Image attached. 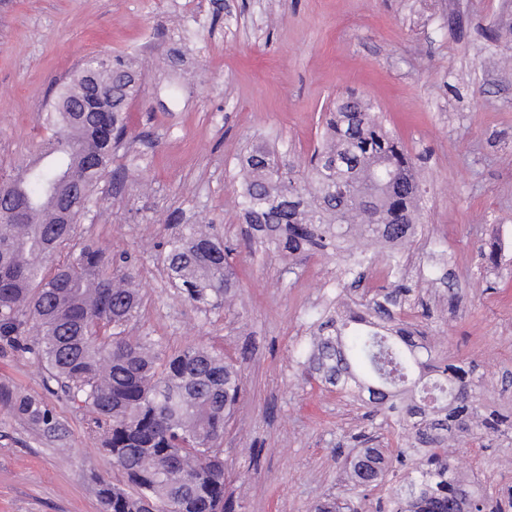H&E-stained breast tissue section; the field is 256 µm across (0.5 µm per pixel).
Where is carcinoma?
Returning <instances> with one entry per match:
<instances>
[{"label": "carcinoma", "mask_w": 512, "mask_h": 512, "mask_svg": "<svg viewBox=\"0 0 512 512\" xmlns=\"http://www.w3.org/2000/svg\"><path fill=\"white\" fill-rule=\"evenodd\" d=\"M111 88L112 142L96 168L84 165L98 130L93 115L63 104L84 98L80 75L58 84L43 122L51 135L38 160L15 175L22 209L0 211V347L31 352L64 396L83 407L102 450L127 487L102 477L104 512H236L224 496L222 436L243 391L242 366L191 345L161 358L151 336L126 327L140 303L134 273L107 246L77 232V223L110 174L112 158L129 153L128 105L140 75L122 57L103 60ZM237 206L251 238L293 258L333 255L355 272L350 241L382 250L405 247L422 210L418 171L365 99L350 95L330 110L321 140L300 176L285 156L258 142L239 170ZM30 222L19 223L24 216ZM233 248L185 224L166 244L172 286L198 305L218 306L235 286ZM411 305L409 288H365L336 306L304 351L308 377L371 406L401 443L395 453L367 447L345 459L349 490L360 494L389 480V512H512V492L490 500L448 458V439L500 431L503 419L481 410L474 367L436 358L418 324L396 316ZM0 407L33 427L54 418L35 397L0 387ZM314 512H360L355 497H329Z\"/></svg>", "instance_id": "carcinoma-1"}]
</instances>
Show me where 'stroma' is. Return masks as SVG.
<instances>
[{"instance_id": "stroma-1", "label": "stroma", "mask_w": 512, "mask_h": 512, "mask_svg": "<svg viewBox=\"0 0 512 512\" xmlns=\"http://www.w3.org/2000/svg\"><path fill=\"white\" fill-rule=\"evenodd\" d=\"M116 55L142 78L128 110L135 159L80 227L137 271L129 335L242 363L246 391L224 429L238 512H310L342 492L357 436L396 445L298 363L339 299V263L245 248L237 216L241 148L273 144L305 169L337 96L370 99L420 174L422 227L400 281L409 317L439 359L475 366L484 411L512 418V0H0V176L37 156L58 83ZM201 222L234 249L237 286L216 308L185 300L161 264L170 235ZM0 385L43 399L59 424L48 434L0 410V512H103L96 480L119 474L85 411L30 354L0 349ZM451 451L486 494L512 486V428Z\"/></svg>"}]
</instances>
